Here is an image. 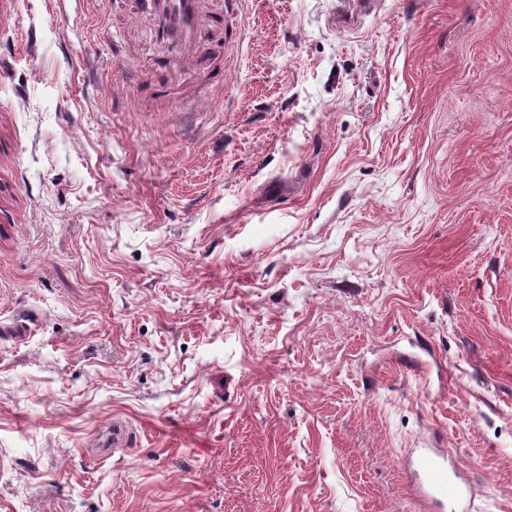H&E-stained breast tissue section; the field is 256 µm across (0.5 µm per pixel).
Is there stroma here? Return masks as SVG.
Wrapping results in <instances>:
<instances>
[{"mask_svg": "<svg viewBox=\"0 0 512 512\" xmlns=\"http://www.w3.org/2000/svg\"><path fill=\"white\" fill-rule=\"evenodd\" d=\"M218 3L0 0V512H512V0ZM130 12L153 19L161 41L187 48L182 60L188 65L198 63L209 50L199 41L203 24L224 30V11L210 10L204 0H135ZM376 0H338L333 20L343 27H355L360 19L370 14ZM133 430L128 422L119 417H113L104 430H102L99 438L90 446L92 452L97 456H105L111 448H129L133 442ZM405 468L428 511L470 512L474 487L447 448H418Z\"/></svg>", "mask_w": 512, "mask_h": 512, "instance_id": "1", "label": "stroma"}]
</instances>
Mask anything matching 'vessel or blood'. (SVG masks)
<instances>
[{
  "instance_id": "obj_1",
  "label": "vessel or blood",
  "mask_w": 512,
  "mask_h": 512,
  "mask_svg": "<svg viewBox=\"0 0 512 512\" xmlns=\"http://www.w3.org/2000/svg\"><path fill=\"white\" fill-rule=\"evenodd\" d=\"M376 0H338L334 21L343 27L357 26L370 14ZM131 11L153 19L158 39L184 47V63L199 62L206 48L199 41L202 26L223 29L224 14L210 10L206 0H133ZM133 430L122 418H113L92 447L97 455L115 448L130 447ZM406 467L417 493L429 512H470L474 487L461 473L452 455L444 448H419Z\"/></svg>"
}]
</instances>
